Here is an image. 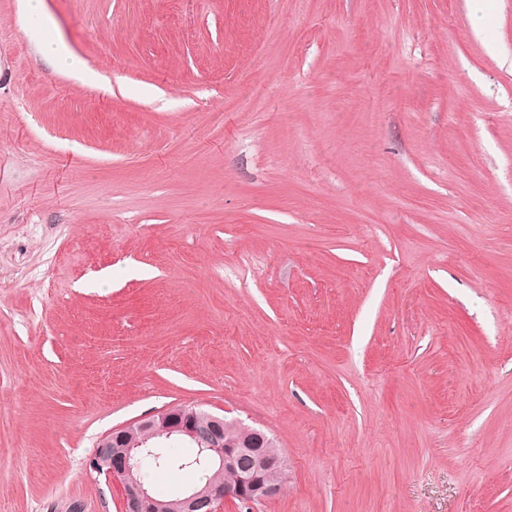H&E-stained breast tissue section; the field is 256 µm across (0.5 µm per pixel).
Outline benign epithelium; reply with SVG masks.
Segmentation results:
<instances>
[{"instance_id": "obj_1", "label": "benign epithelium", "mask_w": 512, "mask_h": 512, "mask_svg": "<svg viewBox=\"0 0 512 512\" xmlns=\"http://www.w3.org/2000/svg\"><path fill=\"white\" fill-rule=\"evenodd\" d=\"M138 433L141 439H126ZM169 440H179L199 449L220 470L234 474V481L209 480L202 487L187 490L170 499L159 500L146 489L138 477L137 448H154ZM253 452L251 440L224 441V420L206 411L170 407L159 413L133 420L115 428L98 441L90 467L104 474L109 482L124 492V512H217L225 501L262 502L278 495L282 486L257 477L260 468L285 467L281 457L268 456L261 465H245Z\"/></svg>"}]
</instances>
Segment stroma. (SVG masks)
I'll list each match as a JSON object with an SVG mask.
<instances>
[{
	"label": "stroma",
	"instance_id": "1",
	"mask_svg": "<svg viewBox=\"0 0 512 512\" xmlns=\"http://www.w3.org/2000/svg\"><path fill=\"white\" fill-rule=\"evenodd\" d=\"M0 0V512L177 405L276 437L223 512H512V0ZM21 12L26 21L25 34L39 43L43 55L66 69L75 80L83 81L85 73L82 63L72 54L66 43L61 39H47L39 35V28L46 23L43 0L21 1Z\"/></svg>",
	"mask_w": 512,
	"mask_h": 512
}]
</instances>
